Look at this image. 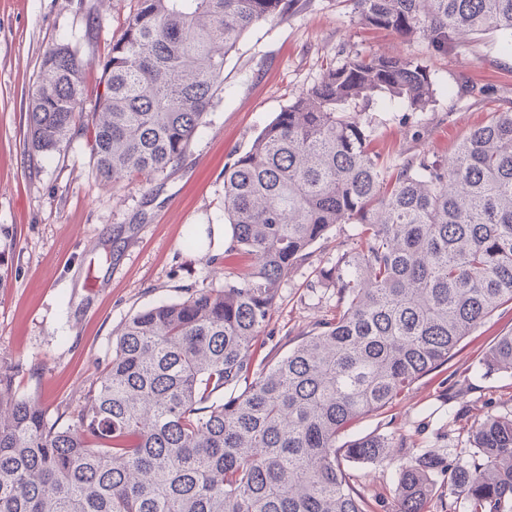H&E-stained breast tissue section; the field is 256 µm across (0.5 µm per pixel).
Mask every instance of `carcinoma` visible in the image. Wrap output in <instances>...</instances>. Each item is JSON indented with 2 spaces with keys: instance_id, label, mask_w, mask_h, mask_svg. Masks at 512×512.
Wrapping results in <instances>:
<instances>
[{
  "instance_id": "1",
  "label": "carcinoma",
  "mask_w": 512,
  "mask_h": 512,
  "mask_svg": "<svg viewBox=\"0 0 512 512\" xmlns=\"http://www.w3.org/2000/svg\"><path fill=\"white\" fill-rule=\"evenodd\" d=\"M297 2L137 0L101 63L95 111H80L76 46L45 52L28 148L49 155L84 131L103 182L164 173L224 94L228 55ZM353 2L363 25L439 53L467 32H512V0ZM378 100L426 111L428 69L353 51L224 168L227 251L255 268L129 318L67 424L15 390L18 365L0 364V512H368L339 457L381 463L396 443L339 448L341 431L512 305V112L491 113L450 159L423 151L390 165L357 119ZM338 224L351 233L336 265L309 284L336 289V315L257 360L282 281ZM483 366L512 375V333ZM470 442V464L429 455L402 466L395 512H428L436 471L467 512H512V413L472 427Z\"/></svg>"
}]
</instances>
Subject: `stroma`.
Listing matches in <instances>:
<instances>
[{"mask_svg": "<svg viewBox=\"0 0 512 512\" xmlns=\"http://www.w3.org/2000/svg\"><path fill=\"white\" fill-rule=\"evenodd\" d=\"M136 5L0 0V235L16 241L4 267L9 286L0 290V363L18 364L16 390L38 396L46 417L62 425L111 360L115 333L127 319L251 270V256H225L223 248L189 243V234L225 223V165L347 52L414 58L430 71L435 102L427 111L380 103L362 116L373 131L372 148L388 160L413 150L450 157L490 112H512V36L477 32L441 54L423 40L360 25L351 0H299L284 19L252 28L228 56L224 95L176 165L107 187L86 136L49 155L29 152L26 112L44 53L65 37L86 62L81 107L94 111L103 91L100 63ZM483 85L494 87L491 100L470 94ZM348 233V225H337L315 245L310 264L285 279L257 339L259 356L285 354L313 323L335 314V289L308 285L335 264ZM99 252L108 256L96 269L100 287H81L82 267ZM510 333L511 305L465 336L448 362L339 437L342 445L378 434L402 443L382 463H343L373 512H394L403 464L428 454L449 463L471 460V425L512 412V375L481 367L496 339Z\"/></svg>", "mask_w": 512, "mask_h": 512, "instance_id": "stroma-1", "label": "stroma"}]
</instances>
